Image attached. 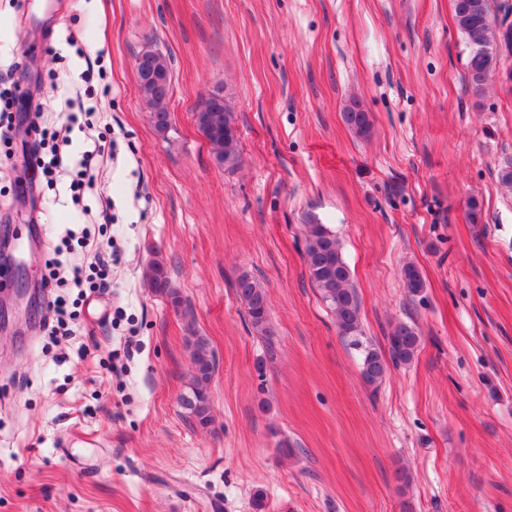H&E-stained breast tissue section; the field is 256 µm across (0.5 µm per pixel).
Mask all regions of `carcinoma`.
<instances>
[{"label": "carcinoma", "mask_w": 512, "mask_h": 512, "mask_svg": "<svg viewBox=\"0 0 512 512\" xmlns=\"http://www.w3.org/2000/svg\"><path fill=\"white\" fill-rule=\"evenodd\" d=\"M455 21L469 47L467 80L474 91L483 89L489 75L496 70L500 56L512 52V26L496 31L497 17L492 13L490 0H455ZM171 80L148 85L141 89L142 97L151 110L158 131L170 126L167 101ZM196 126L211 145L217 163L234 168L239 163L238 136L232 112L220 104L214 112L193 113ZM343 120L352 133L366 139L371 135L372 119L357 100L344 107ZM304 260L311 282L319 291L323 302L333 314L340 336L360 352V373L368 385H376L387 373V360L373 344L363 339L361 301L352 281L349 265L344 259L342 244L326 225L312 218L305 225ZM404 287L415 295L424 288V281L413 264L401 270ZM149 279L156 295L164 298L182 314H187L184 300L172 286L168 272L154 264ZM235 292L245 307L249 322L256 333L267 342H273L274 329L269 318L266 289L249 274L239 276ZM192 361L191 394L182 399L183 406L197 425L207 428L212 423L208 384L214 372V359L207 337L190 332L187 339ZM421 344L419 330L407 323H399L388 336V351L393 364L410 362Z\"/></svg>", "instance_id": "cac0c4a2"}]
</instances>
